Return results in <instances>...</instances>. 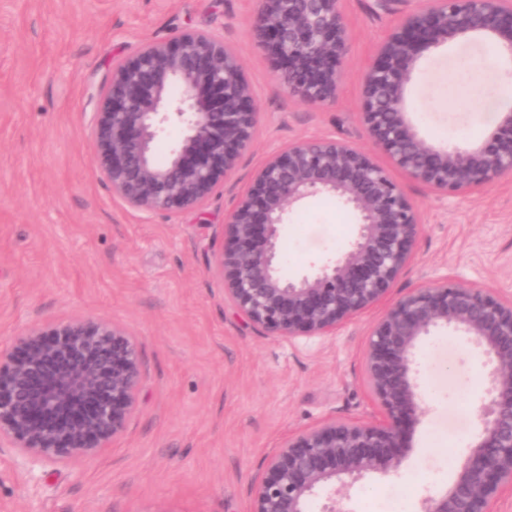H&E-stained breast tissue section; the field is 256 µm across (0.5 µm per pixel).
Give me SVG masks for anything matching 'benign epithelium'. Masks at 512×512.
<instances>
[{
	"instance_id": "obj_1",
	"label": "benign epithelium",
	"mask_w": 512,
	"mask_h": 512,
	"mask_svg": "<svg viewBox=\"0 0 512 512\" xmlns=\"http://www.w3.org/2000/svg\"><path fill=\"white\" fill-rule=\"evenodd\" d=\"M419 2L365 67L360 119L391 167L440 197L462 195L512 176V107L497 113L484 142L435 146L410 116L407 88L424 54L450 37L491 38L512 60V0ZM249 30L290 95L336 103L350 49L340 0H258ZM258 122L235 47L199 29L148 40L112 63L101 89L95 167L136 211L197 208L236 169ZM172 126L179 139L159 162L155 142ZM320 194L351 213L352 239L336 259L288 278L282 228ZM420 231L419 206L369 153L335 137L300 138L259 165L225 215L214 271L237 315L265 335L320 336L383 299ZM437 329L462 335L483 359L486 385L463 464L448 486L427 491L420 512H495L512 492V299L446 276L400 297L371 329L365 383L381 417L333 419L288 438L266 460L250 512H309L338 477L398 471L425 415L417 354ZM140 381L137 342L114 322L83 316L30 328L0 351V443L32 470L93 456L122 434Z\"/></svg>"
}]
</instances>
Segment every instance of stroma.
I'll use <instances>...</instances> for the list:
<instances>
[{
	"mask_svg": "<svg viewBox=\"0 0 512 512\" xmlns=\"http://www.w3.org/2000/svg\"><path fill=\"white\" fill-rule=\"evenodd\" d=\"M370 0H341L350 30L335 105L284 93L248 22L256 0H0V351L20 331L91 316L135 337L141 382L123 433L96 456L26 471L0 447V512H249L262 464L288 437L331 419L371 421L364 378L375 322L402 294L449 276L512 297V177L440 198L403 183L422 233L386 296L336 332L285 339L240 321L213 269L227 211L263 160L288 141L332 135L373 150L359 117L362 73L394 26ZM187 29L239 52L260 114L238 168L198 208L143 214L94 168L91 117L112 64L141 42ZM488 39L452 38L423 56L409 88L414 119L434 144L482 141L493 119L477 110L512 84ZM481 63L478 74L468 62ZM348 212L319 196L282 231L283 272L337 257ZM422 404L395 474L337 486V512H405L446 484L479 423L485 370L452 330L418 353Z\"/></svg>",
	"mask_w": 512,
	"mask_h": 512,
	"instance_id": "35a3bbf8",
	"label": "stroma"
}]
</instances>
